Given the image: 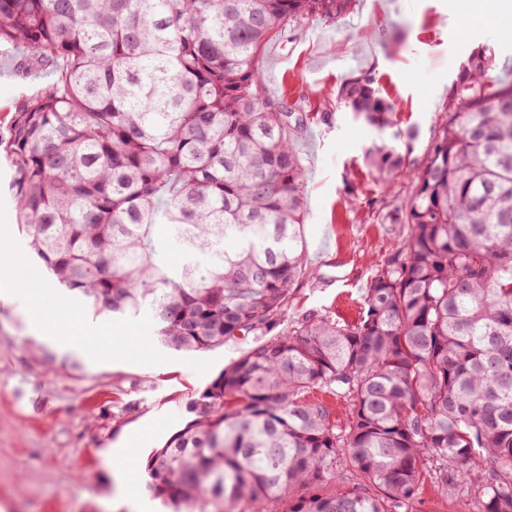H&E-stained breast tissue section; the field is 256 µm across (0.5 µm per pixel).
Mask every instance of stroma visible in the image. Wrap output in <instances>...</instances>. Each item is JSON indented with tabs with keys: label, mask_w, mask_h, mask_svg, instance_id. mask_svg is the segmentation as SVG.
Returning a JSON list of instances; mask_svg holds the SVG:
<instances>
[{
	"label": "stroma",
	"mask_w": 512,
	"mask_h": 512,
	"mask_svg": "<svg viewBox=\"0 0 512 512\" xmlns=\"http://www.w3.org/2000/svg\"><path fill=\"white\" fill-rule=\"evenodd\" d=\"M493 54L492 77L512 79V34L498 0H356L337 19L289 26L264 51L263 92L307 116L294 140L303 167L306 273L281 321L307 315L352 324L376 269L402 246L393 223L408 194L400 178L381 180L366 163L384 143L419 166L448 92L478 49ZM26 49L0 54V138L25 95L52 80L27 70ZM372 73L394 107L385 128L369 125L336 97L342 79ZM0 155V269L25 278L47 300L45 326L32 328L26 300L0 299V512H173L150 489L125 502L117 476L129 454L147 459L182 429L208 384L259 336L182 352L159 339L149 312L135 317L95 310L61 287L20 231ZM85 322V351L67 345ZM440 491L424 486L420 512H476L475 476Z\"/></svg>",
	"instance_id": "35a3bbf8"
}]
</instances>
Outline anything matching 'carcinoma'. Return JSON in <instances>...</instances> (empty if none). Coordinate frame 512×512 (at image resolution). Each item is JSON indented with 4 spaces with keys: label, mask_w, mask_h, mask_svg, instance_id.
<instances>
[{
    "label": "carcinoma",
    "mask_w": 512,
    "mask_h": 512,
    "mask_svg": "<svg viewBox=\"0 0 512 512\" xmlns=\"http://www.w3.org/2000/svg\"><path fill=\"white\" fill-rule=\"evenodd\" d=\"M351 2L0 0V52L26 46L52 74L0 146L56 281L99 311H150L176 351L277 327L305 271L304 119L263 97L262 55ZM492 65L475 53L450 89L359 321L305 317L244 353L150 453L176 512H417L425 479L446 490L477 457V512H512V82L491 85ZM338 94L390 123L371 75ZM368 159L404 172L393 147Z\"/></svg>",
    "instance_id": "cac0c4a2"
}]
</instances>
